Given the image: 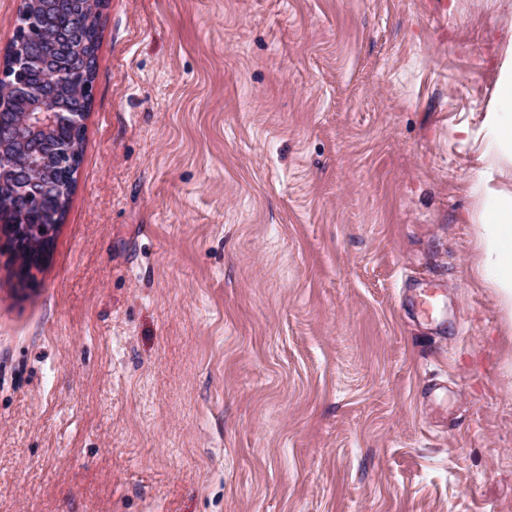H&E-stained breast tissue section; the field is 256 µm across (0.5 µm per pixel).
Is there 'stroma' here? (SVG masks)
<instances>
[{"instance_id": "35a3bbf8", "label": "stroma", "mask_w": 512, "mask_h": 512, "mask_svg": "<svg viewBox=\"0 0 512 512\" xmlns=\"http://www.w3.org/2000/svg\"><path fill=\"white\" fill-rule=\"evenodd\" d=\"M76 185L0 242V512H512L479 265L512 0H107Z\"/></svg>"}]
</instances>
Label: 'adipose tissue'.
Returning a JSON list of instances; mask_svg holds the SVG:
<instances>
[{
    "label": "adipose tissue",
    "mask_w": 512,
    "mask_h": 512,
    "mask_svg": "<svg viewBox=\"0 0 512 512\" xmlns=\"http://www.w3.org/2000/svg\"><path fill=\"white\" fill-rule=\"evenodd\" d=\"M484 123L494 130L512 158V50H506L496 95L484 113ZM483 266L494 272L492 284L502 307L512 315V193H497L496 203L485 211L478 241Z\"/></svg>",
    "instance_id": "1"
}]
</instances>
